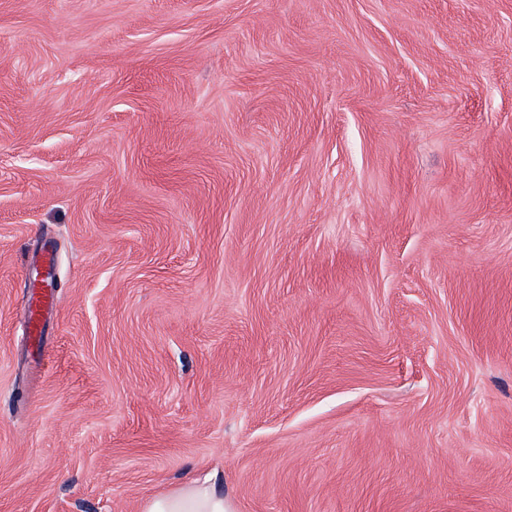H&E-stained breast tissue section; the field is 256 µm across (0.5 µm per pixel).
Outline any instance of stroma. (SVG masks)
<instances>
[{
    "label": "stroma",
    "mask_w": 512,
    "mask_h": 512,
    "mask_svg": "<svg viewBox=\"0 0 512 512\" xmlns=\"http://www.w3.org/2000/svg\"><path fill=\"white\" fill-rule=\"evenodd\" d=\"M209 477L512 512V0H0V512Z\"/></svg>",
    "instance_id": "1"
}]
</instances>
